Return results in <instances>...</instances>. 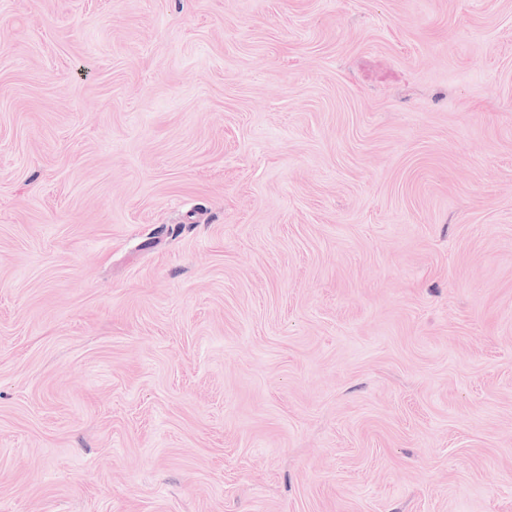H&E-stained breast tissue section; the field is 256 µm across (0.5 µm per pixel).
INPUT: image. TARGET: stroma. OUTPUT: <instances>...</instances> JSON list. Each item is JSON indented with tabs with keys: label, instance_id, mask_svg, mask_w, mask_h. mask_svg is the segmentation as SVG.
I'll return each mask as SVG.
<instances>
[{
	"label": "stroma",
	"instance_id": "35a3bbf8",
	"mask_svg": "<svg viewBox=\"0 0 512 512\" xmlns=\"http://www.w3.org/2000/svg\"><path fill=\"white\" fill-rule=\"evenodd\" d=\"M0 512H512V0H0Z\"/></svg>",
	"mask_w": 512,
	"mask_h": 512
}]
</instances>
